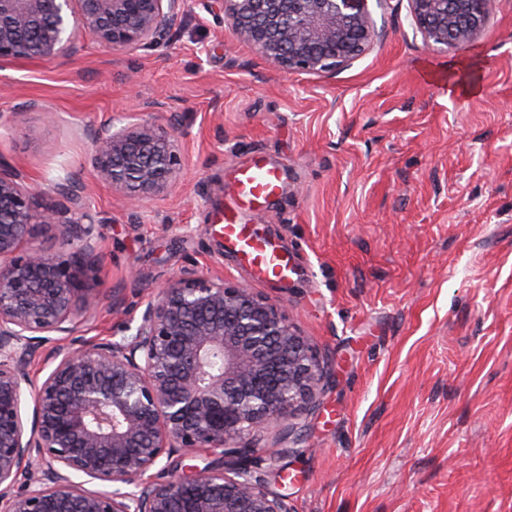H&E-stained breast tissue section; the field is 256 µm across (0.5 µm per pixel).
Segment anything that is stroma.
<instances>
[{"label": "stroma", "instance_id": "obj_1", "mask_svg": "<svg viewBox=\"0 0 512 512\" xmlns=\"http://www.w3.org/2000/svg\"><path fill=\"white\" fill-rule=\"evenodd\" d=\"M383 35L330 75L268 68L219 0H186L156 44L0 63V166L38 200L82 188L100 226L84 339L120 334L186 271L253 282L209 219L258 154L283 191L247 220L294 272L261 294L323 366L292 430L245 441L290 512H512V0L472 45L435 51L408 0H369ZM480 94L449 93L451 82ZM177 114L187 174L128 206L90 173L88 126ZM122 289L125 307L109 295Z\"/></svg>", "mask_w": 512, "mask_h": 512}]
</instances>
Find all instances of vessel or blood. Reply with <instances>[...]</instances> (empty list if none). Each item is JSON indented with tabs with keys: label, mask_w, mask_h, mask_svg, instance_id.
I'll list each match as a JSON object with an SVG mask.
<instances>
[{
	"label": "vessel or blood",
	"mask_w": 512,
	"mask_h": 512,
	"mask_svg": "<svg viewBox=\"0 0 512 512\" xmlns=\"http://www.w3.org/2000/svg\"><path fill=\"white\" fill-rule=\"evenodd\" d=\"M234 183L236 195L232 207L215 214L225 245L255 282L284 281L292 270L288 255L260 236L245 219L248 210L280 193L282 168L256 157L236 169Z\"/></svg>",
	"instance_id": "vessel-or-blood-1"
}]
</instances>
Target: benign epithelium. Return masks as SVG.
<instances>
[{
	"instance_id": "1",
	"label": "benign epithelium",
	"mask_w": 512,
	"mask_h": 512,
	"mask_svg": "<svg viewBox=\"0 0 512 512\" xmlns=\"http://www.w3.org/2000/svg\"><path fill=\"white\" fill-rule=\"evenodd\" d=\"M185 0H0V61L54 60L77 52L80 32L114 51L152 44ZM236 41L277 71L334 73L369 48L368 0H220ZM425 45L473 43L494 0H408ZM176 116L90 131V172L139 202L180 174ZM76 245L59 259L33 245L40 228ZM91 214L62 220L60 204L35 203L20 173L0 168V502L5 512H289L235 444L258 428H288L315 399L317 353L269 297L187 271L145 303L130 335L78 337L100 300L85 288L102 259ZM52 365L41 383L30 359ZM34 394L30 423L25 389ZM208 449L221 463L191 475L143 477L164 456ZM131 487L90 490L71 479Z\"/></svg>"
}]
</instances>
